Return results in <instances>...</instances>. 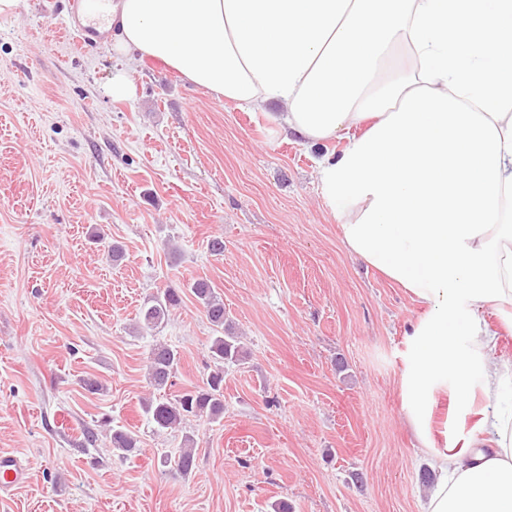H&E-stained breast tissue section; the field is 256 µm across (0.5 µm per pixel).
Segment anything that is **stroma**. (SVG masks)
<instances>
[{
    "mask_svg": "<svg viewBox=\"0 0 512 512\" xmlns=\"http://www.w3.org/2000/svg\"><path fill=\"white\" fill-rule=\"evenodd\" d=\"M61 3L20 0L0 19V450L33 471L0 512H419L430 480L400 394L419 310L349 254L323 198L316 161L347 138L310 146L276 106L240 107L107 39L79 48ZM122 71L135 93L116 100ZM197 279L246 356L224 367L223 418L158 433L141 399L201 384L211 363L215 331L185 289ZM167 288L181 304L139 328ZM159 341L181 362L158 391ZM107 418L137 453L118 458ZM188 436L183 476L163 459ZM180 303L181 295L175 288L151 295L139 313L142 325L151 329L159 327Z\"/></svg>",
    "mask_w": 512,
    "mask_h": 512,
    "instance_id": "1",
    "label": "stroma"
}]
</instances>
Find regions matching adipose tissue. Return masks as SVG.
<instances>
[{"label": "adipose tissue", "mask_w": 512, "mask_h": 512, "mask_svg": "<svg viewBox=\"0 0 512 512\" xmlns=\"http://www.w3.org/2000/svg\"><path fill=\"white\" fill-rule=\"evenodd\" d=\"M112 50L164 62L285 128L329 142L318 163L351 254L423 312L402 400L434 475L420 512H512V0H110ZM494 311L490 326L486 311ZM468 344H461V337ZM482 400L487 445L439 446L432 406Z\"/></svg>", "instance_id": "adipose-tissue-1"}]
</instances>
